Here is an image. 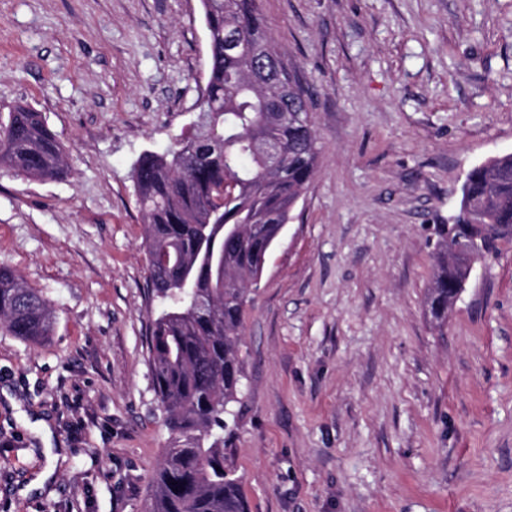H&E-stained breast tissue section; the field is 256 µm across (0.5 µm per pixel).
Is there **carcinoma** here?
Masks as SVG:
<instances>
[{
    "label": "carcinoma",
    "instance_id": "obj_1",
    "mask_svg": "<svg viewBox=\"0 0 512 512\" xmlns=\"http://www.w3.org/2000/svg\"><path fill=\"white\" fill-rule=\"evenodd\" d=\"M209 36V69L198 104L202 129L181 133L164 152L142 153L134 167L149 270L165 261V280L150 277L162 310L152 320L155 391L173 445L164 450L147 512H247L240 483L224 462V416L233 415L243 379L240 347L251 287L316 172L318 149L305 91L288 77L259 79L283 66L258 0H200ZM257 138L283 155L273 170L254 151ZM0 166L35 180L66 173L61 145L41 114L19 106L0 123ZM512 224V154L474 166L452 224L436 225L435 274L427 314L448 324V289L463 277L448 262V242L474 238L498 250L496 225ZM224 263H209V252ZM189 272L196 284L178 280ZM0 329L29 342L50 335L42 295L0 265Z\"/></svg>",
    "mask_w": 512,
    "mask_h": 512
}]
</instances>
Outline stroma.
Returning a JSON list of instances; mask_svg holds the SVG:
<instances>
[{
    "mask_svg": "<svg viewBox=\"0 0 512 512\" xmlns=\"http://www.w3.org/2000/svg\"><path fill=\"white\" fill-rule=\"evenodd\" d=\"M259 8L319 158L245 313L224 458L249 512H512V242L444 330L425 313L436 225L512 152V0ZM207 52L200 0H0V115L41 112L68 167H0V265L53 316L38 344L0 331V512L151 501L172 435L132 171L187 128Z\"/></svg>",
    "mask_w": 512,
    "mask_h": 512,
    "instance_id": "stroma-1",
    "label": "stroma"
}]
</instances>
